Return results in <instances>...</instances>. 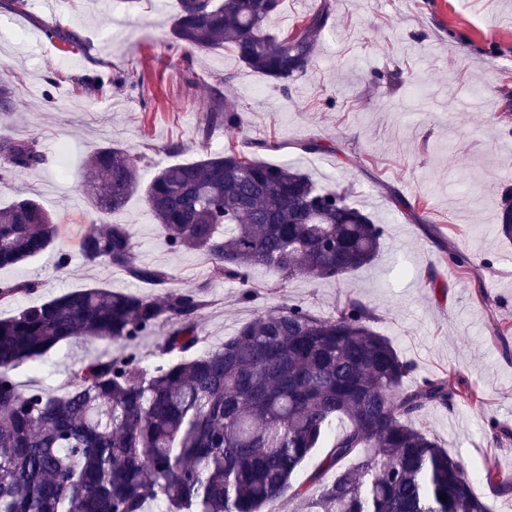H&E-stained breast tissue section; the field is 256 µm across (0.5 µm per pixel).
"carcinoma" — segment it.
<instances>
[{"instance_id":"obj_1","label":"carcinoma","mask_w":512,"mask_h":512,"mask_svg":"<svg viewBox=\"0 0 512 512\" xmlns=\"http://www.w3.org/2000/svg\"><path fill=\"white\" fill-rule=\"evenodd\" d=\"M280 3L177 0L174 44L186 62L192 49L229 44L247 68L285 89L307 72L331 3L275 35L266 23ZM122 81L101 74L91 86L103 93ZM217 124L238 126L236 104L218 89L198 136L207 139ZM270 148L254 142L245 153L230 148L156 171L145 198L168 245L204 255L246 300L258 265L284 283L340 282L370 266L385 228L346 189L320 190L294 166L257 158ZM44 162L36 139L0 135V181ZM82 180L101 214L121 209L141 186L134 156L115 146L88 156ZM497 232L512 240V198ZM58 236L31 199L0 208V267L42 254ZM81 252L160 291L95 285L0 319V512H145L150 502L165 512H263L289 492L303 498V512H490L467 465L415 426L428 409L452 410L476 393L446 372L406 385L413 365L372 328L375 315L360 299L346 298L330 319L286 305L187 359L204 342V288L173 289L166 269L137 263L125 224L90 230ZM37 290L34 281L1 282L0 302ZM165 326L160 360L148 363L137 343ZM81 336L125 351L82 364L62 393L16 381L18 365ZM344 419L324 469L307 491L291 490L296 471ZM352 457L353 467L323 481ZM482 478L496 491L512 488L492 467Z\"/></svg>"}]
</instances>
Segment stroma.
Here are the masks:
<instances>
[{"label":"stroma","instance_id":"obj_1","mask_svg":"<svg viewBox=\"0 0 512 512\" xmlns=\"http://www.w3.org/2000/svg\"><path fill=\"white\" fill-rule=\"evenodd\" d=\"M176 0H0V78L15 103L0 112V135L37 139L42 166L0 183V206L27 196L54 213V247L0 268V281L35 280L38 298L103 285L138 292L141 284L104 263L84 261L91 225H127L139 262L168 270L181 289L204 287L199 322L206 345L220 346L246 322L298 305L329 318L347 292L376 315L413 363L414 379L452 372L477 402L435 407L416 422L471 472H512V243L497 217L512 193V0H336L306 74L280 89L242 65L232 47L195 51L183 61L170 33ZM59 26L48 37L43 27ZM72 33L77 43L64 41ZM121 73L122 89L87 93L83 79ZM234 99L236 130L197 135L214 88ZM318 138L321 151L301 145ZM270 143L264 162L290 163L317 184L350 186L351 203L384 224L374 264L345 281L303 277L276 288L266 267L251 271L252 297L214 276L197 252L172 250L153 224L143 192L111 217L91 207L82 183L86 158L109 144L140 157L143 175L227 148ZM181 153H167L170 144ZM414 208L406 216L395 205ZM469 259L451 268L442 240ZM69 263L58 267L59 252ZM118 345L78 338L45 355L41 371H13L23 388L63 390L79 365Z\"/></svg>","mask_w":512,"mask_h":512}]
</instances>
